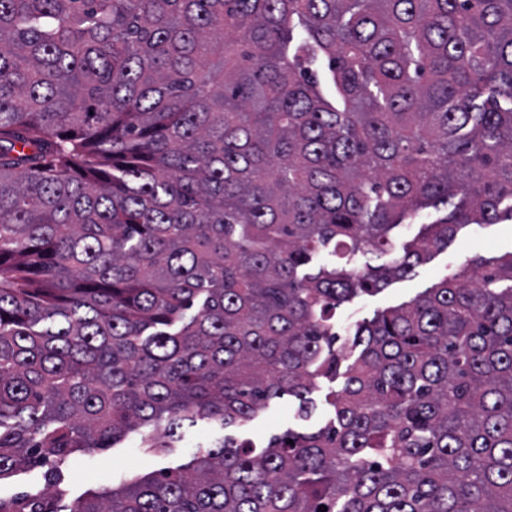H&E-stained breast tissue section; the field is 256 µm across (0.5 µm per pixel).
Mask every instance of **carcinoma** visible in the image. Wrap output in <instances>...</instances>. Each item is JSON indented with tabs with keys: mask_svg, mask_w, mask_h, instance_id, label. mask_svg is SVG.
I'll list each match as a JSON object with an SVG mask.
<instances>
[{
	"mask_svg": "<svg viewBox=\"0 0 512 512\" xmlns=\"http://www.w3.org/2000/svg\"><path fill=\"white\" fill-rule=\"evenodd\" d=\"M503 219L512 0H0V482L46 481L0 512H512V252L357 327L317 430L61 505L141 427L308 413L337 306ZM446 215V210L442 207L440 210L427 209L421 211L415 218L405 221L400 227L397 237V246L400 248L403 243L416 238L421 231L423 224H431Z\"/></svg>",
	"mask_w": 512,
	"mask_h": 512,
	"instance_id": "cac0c4a2",
	"label": "carcinoma"
}]
</instances>
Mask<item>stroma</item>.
<instances>
[{
  "mask_svg": "<svg viewBox=\"0 0 512 512\" xmlns=\"http://www.w3.org/2000/svg\"><path fill=\"white\" fill-rule=\"evenodd\" d=\"M509 252H512L511 222L466 225L458 229L447 248L430 252L407 276L391 280L378 292L357 295L339 306L332 323L340 340L350 339L357 326L370 321L377 312L411 301L464 266ZM343 382L340 376L333 380L317 379L310 394L314 408L306 417L299 415L297 400L285 395L272 399L266 408L241 426L223 430L212 421H198L182 429L174 448L165 455H156L145 448L144 433L140 430L128 433L114 447L77 453L64 470L66 500L72 503L88 490L109 489L124 479L186 463L200 449L216 444L226 435L263 446L272 436L289 429L316 430L326 420L328 394L340 390Z\"/></svg>",
  "mask_w": 512,
  "mask_h": 512,
  "instance_id": "1",
  "label": "stroma"
}]
</instances>
